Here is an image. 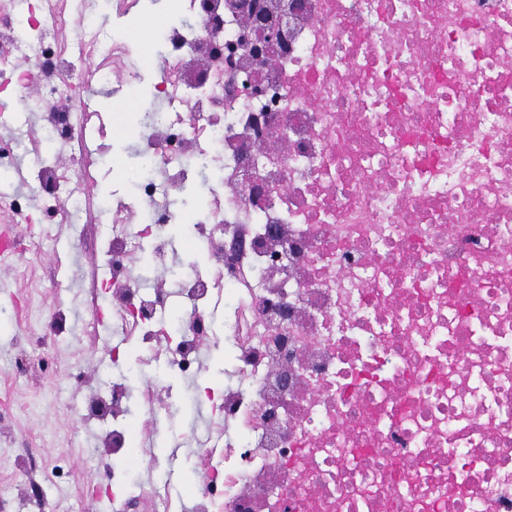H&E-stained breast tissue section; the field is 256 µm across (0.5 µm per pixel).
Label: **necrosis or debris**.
<instances>
[{"instance_id": "4bbe7bcc", "label": "necrosis or debris", "mask_w": 512, "mask_h": 512, "mask_svg": "<svg viewBox=\"0 0 512 512\" xmlns=\"http://www.w3.org/2000/svg\"><path fill=\"white\" fill-rule=\"evenodd\" d=\"M254 0H196L160 31L164 120L142 154L145 225L112 211V312L145 327L170 306L127 260L171 246L181 158L224 159V185L188 240L223 237L212 273L177 283L170 364L193 377L213 333L237 350L220 449L195 512H512V0H262L287 48L255 55ZM5 53L49 92L83 69L52 52L36 16Z\"/></svg>"}]
</instances>
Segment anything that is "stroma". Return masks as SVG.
<instances>
[{"instance_id": "obj_1", "label": "stroma", "mask_w": 512, "mask_h": 512, "mask_svg": "<svg viewBox=\"0 0 512 512\" xmlns=\"http://www.w3.org/2000/svg\"><path fill=\"white\" fill-rule=\"evenodd\" d=\"M192 0H138L131 10L108 9L103 27L115 43L131 38L147 42L144 18L176 17L190 11ZM148 51L114 57L112 51L85 61L88 84L95 95L74 127L88 143L86 175L73 178L80 199L68 222L42 223L50 198L33 189L39 161L48 159L71 168L68 148L46 139L39 113L16 104L0 112V143L14 145L15 172L0 180V201L33 190L32 223L15 227L19 252L0 271V512H116V498L126 486L148 487L156 476L171 480L180 504H188L187 486L208 478L206 452L199 445L210 419L219 413L220 393L232 383L234 350L223 329H216L203 348L201 368L191 380L167 369L166 359L149 360L141 334L114 328L106 296L112 291L101 222L105 204L128 200L125 174L139 163L141 133L126 103L135 98L153 109ZM146 287L175 288L191 268L208 269L205 244L178 242L163 267H149L142 255L131 262ZM66 315L57 331L55 315ZM120 383L128 394L159 387L163 407L154 436L153 458L143 457L142 436L134 422L138 407L131 399L122 423L127 446L106 453L100 466L86 463L84 450L112 428L111 419L85 423L71 405L89 392L109 394Z\"/></svg>"}]
</instances>
